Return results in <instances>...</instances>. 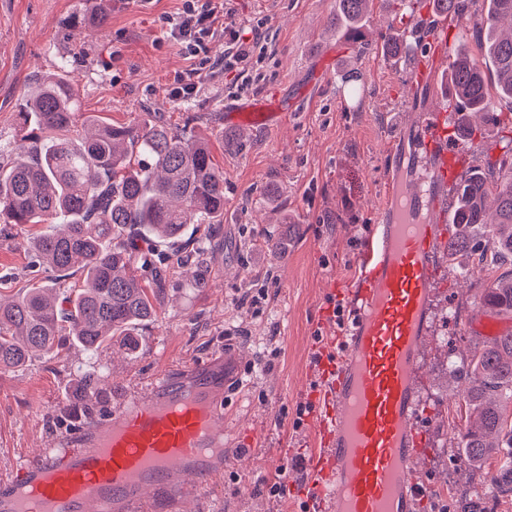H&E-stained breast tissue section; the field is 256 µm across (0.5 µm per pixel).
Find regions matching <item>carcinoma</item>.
Here are the masks:
<instances>
[{
	"label": "carcinoma",
	"instance_id": "obj_1",
	"mask_svg": "<svg viewBox=\"0 0 512 512\" xmlns=\"http://www.w3.org/2000/svg\"><path fill=\"white\" fill-rule=\"evenodd\" d=\"M93 22L102 28L112 0H88ZM373 0H339L336 21L353 23ZM482 43L495 67L499 93L512 99V34L497 33L512 19V0H489ZM441 16L463 18L462 0H433ZM57 71L33 77L17 113L14 148L0 144V223L46 224L48 230L24 242L46 270L49 283L0 300V372L24 366L39 354L62 358L71 347L87 359L130 336L136 326L157 320L160 300L178 269L191 273L196 288L208 286L210 242H184L190 224L224 223V172L188 125H171L147 113L132 126L99 123L75 129L76 92L66 77L69 60ZM454 96L469 112L499 120L491 107L485 75L467 44L455 47L451 64ZM458 235L445 245L448 258L465 250L467 230L480 228L495 257L512 265V173L496 165L456 187ZM81 285L60 287L73 271ZM481 313L512 314V270L491 281L478 303ZM468 411L476 422L462 435L459 462L485 467L487 481L512 498V331L484 344L470 360ZM84 408L93 412L95 394L109 386L101 375L77 372Z\"/></svg>",
	"mask_w": 512,
	"mask_h": 512
}]
</instances>
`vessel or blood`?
<instances>
[{
    "label": "vessel or blood",
    "mask_w": 512,
    "mask_h": 512,
    "mask_svg": "<svg viewBox=\"0 0 512 512\" xmlns=\"http://www.w3.org/2000/svg\"><path fill=\"white\" fill-rule=\"evenodd\" d=\"M288 107L250 100L240 123L280 124ZM418 152L388 199L342 296L352 324L319 347L317 446L285 483L308 512H416L432 486L413 476L427 432L420 373L448 220L444 196L461 170L446 110L418 113ZM226 359L168 370L111 414L60 435L0 477V512H141L145 494L180 498L224 473Z\"/></svg>",
    "instance_id": "b4317fda"
}]
</instances>
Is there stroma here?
<instances>
[{"label": "stroma", "mask_w": 512, "mask_h": 512, "mask_svg": "<svg viewBox=\"0 0 512 512\" xmlns=\"http://www.w3.org/2000/svg\"><path fill=\"white\" fill-rule=\"evenodd\" d=\"M184 0H112L105 27H95L87 0H0V142L16 134V114L28 80L70 61L69 78L80 117L128 126L146 113H163L175 126L190 125L224 172V222L216 232L209 285L174 279L161 316L141 326L135 353L120 343L103 350L94 368L112 389L97 413L112 410V395L133 390L167 369L197 364L222 353L229 360L224 400V474L185 499L181 512H288L289 502L269 497L265 484L277 465L314 445L310 424L295 425L296 408L312 398L315 372L309 343L320 326L329 287L349 288L357 256L386 194L388 171H400L407 145L395 142L398 119L413 120L427 107L452 104L445 78L434 89L413 91L412 57L385 50L399 34L427 42L438 17L431 7L416 15L419 27L403 31L400 0H375L359 30H337L336 0H232L233 22L259 25L265 51L253 65L260 80L243 96L231 94L235 73L213 68L224 55L216 36L198 57L169 37ZM196 69V94L170 95L176 74ZM279 99L292 108L285 123H225L224 111L239 99ZM502 120L453 128L467 157L466 173L488 163L512 167L507 129L512 101L492 96ZM28 227L0 235V294L47 281L48 274L22 242ZM287 237L278 253L269 243ZM473 252L442 262L434 334L425 344L421 380L428 445L418 469L436 491L419 512H455L462 491L477 493L481 512H512L495 498L482 472L458 480L448 497V478L437 459L456 462L466 426L462 383L475 349L486 336L472 301L503 271L490 262L476 268L474 254L486 237L471 234ZM454 360L455 370L443 363ZM79 349L59 360L35 358L0 373V474L57 434L87 423L75 372L85 365Z\"/></svg>", "instance_id": "35a3bbf8"}]
</instances>
